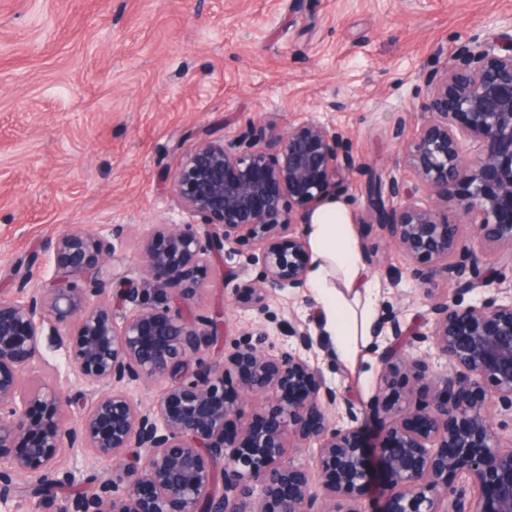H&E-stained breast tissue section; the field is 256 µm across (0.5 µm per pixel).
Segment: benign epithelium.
Returning <instances> with one entry per match:
<instances>
[{"label":"benign epithelium","instance_id":"7a95c632","mask_svg":"<svg viewBox=\"0 0 512 512\" xmlns=\"http://www.w3.org/2000/svg\"><path fill=\"white\" fill-rule=\"evenodd\" d=\"M403 158L443 202L465 184L456 205L468 223L450 224L435 208H396L392 202L410 194L405 183L370 182L372 222L411 259L404 269L387 267L388 280L406 275L426 284L445 275L454 289L449 297L427 294L426 330L413 335L386 307L373 334L402 344L378 353L375 391L359 405L310 364L308 327L283 321L277 330L287 344H267L260 330L208 361L202 350L224 339V323L194 314L190 304L209 264L226 255L257 269L234 286L247 309L264 313L270 292L307 287L303 225L356 163L336 128L306 121L284 131L267 123L228 141L198 138L170 177L190 220L159 224L141 244L159 302L144 301V289L126 282L120 322L109 260L124 228L105 235L73 225L60 233L53 276L32 287L18 271L16 291L0 294V504L20 488L40 502L68 488L61 512H172L174 504L177 512H363L373 473L358 422L369 413L385 443L383 512H512V285L484 269L488 250L512 255V36L472 38L430 77L424 119ZM47 331L92 388L75 427L63 418L81 400L52 384L22 382L42 359ZM425 344L447 369L433 367ZM234 373L242 393L228 401L224 382ZM399 373L432 398L391 400ZM155 381L164 390L145 408L129 385ZM272 398V424L237 427L245 408L262 411ZM290 437L296 449L314 452L320 486L285 458ZM63 448L110 459L112 472L83 491L84 479L58 464ZM18 476L27 477L22 487ZM471 485L479 497H469Z\"/></svg>","mask_w":512,"mask_h":512}]
</instances>
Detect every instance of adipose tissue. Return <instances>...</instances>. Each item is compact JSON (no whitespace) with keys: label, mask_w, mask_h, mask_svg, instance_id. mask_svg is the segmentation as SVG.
Returning a JSON list of instances; mask_svg holds the SVG:
<instances>
[{"label":"adipose tissue","mask_w":512,"mask_h":512,"mask_svg":"<svg viewBox=\"0 0 512 512\" xmlns=\"http://www.w3.org/2000/svg\"><path fill=\"white\" fill-rule=\"evenodd\" d=\"M307 234L314 255L308 285L321 301L323 332L338 357L353 359L359 340L371 334L374 282L347 208L328 200L313 215Z\"/></svg>","instance_id":"obj_1"}]
</instances>
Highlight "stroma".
<instances>
[{
  "instance_id": "obj_1",
  "label": "stroma",
  "mask_w": 512,
  "mask_h": 512,
  "mask_svg": "<svg viewBox=\"0 0 512 512\" xmlns=\"http://www.w3.org/2000/svg\"><path fill=\"white\" fill-rule=\"evenodd\" d=\"M512 0H0V290L15 271L33 282L54 271L51 243L74 224H120L115 268L151 287L138 242L151 225L186 221L167 177L203 135L231 140L250 122L280 127L314 120L350 139L357 170L345 173V201L378 304L410 326L424 325L430 286L391 285L386 266L410 259L368 223L371 176L404 181L409 204L435 199L402 162L401 147L422 122L427 79L471 38L505 33ZM255 269L209 266L193 306L224 313V334L262 329L280 346V320L308 325L309 354L327 383L354 402L374 391L377 357L332 354L311 290L269 294L266 314L242 310L236 283ZM25 384L60 382L91 391L73 374L55 338Z\"/></svg>"
}]
</instances>
